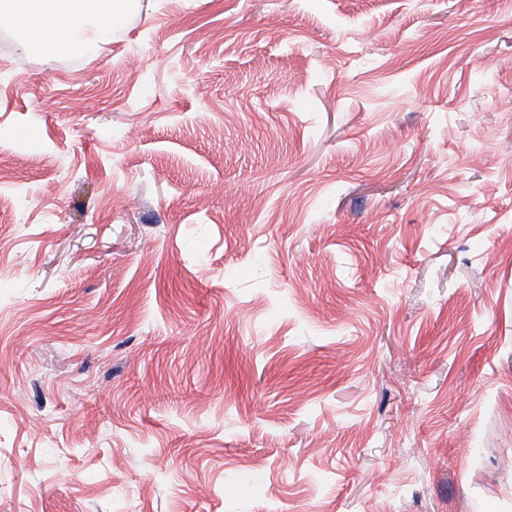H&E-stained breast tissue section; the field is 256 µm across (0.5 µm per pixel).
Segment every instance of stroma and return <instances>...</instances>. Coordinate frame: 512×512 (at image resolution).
I'll list each match as a JSON object with an SVG mask.
<instances>
[{"mask_svg":"<svg viewBox=\"0 0 512 512\" xmlns=\"http://www.w3.org/2000/svg\"><path fill=\"white\" fill-rule=\"evenodd\" d=\"M512 0L0 26V512H512Z\"/></svg>","mask_w":512,"mask_h":512,"instance_id":"obj_1","label":"stroma"}]
</instances>
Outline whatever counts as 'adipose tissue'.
<instances>
[{
    "instance_id": "ef3b65f1",
    "label": "adipose tissue",
    "mask_w": 512,
    "mask_h": 512,
    "mask_svg": "<svg viewBox=\"0 0 512 512\" xmlns=\"http://www.w3.org/2000/svg\"><path fill=\"white\" fill-rule=\"evenodd\" d=\"M137 0H0V17L12 21L26 48L74 55L107 42L124 25Z\"/></svg>"
}]
</instances>
